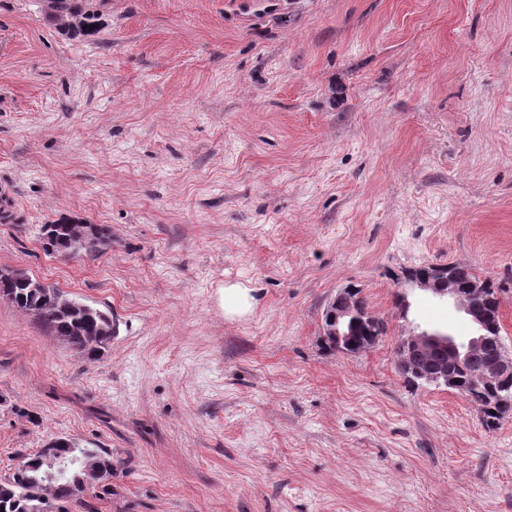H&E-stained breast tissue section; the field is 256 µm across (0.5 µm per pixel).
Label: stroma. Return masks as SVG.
Instances as JSON below:
<instances>
[{
	"instance_id": "stroma-1",
	"label": "stroma",
	"mask_w": 512,
	"mask_h": 512,
	"mask_svg": "<svg viewBox=\"0 0 512 512\" xmlns=\"http://www.w3.org/2000/svg\"><path fill=\"white\" fill-rule=\"evenodd\" d=\"M0 0V271L109 308L78 354L0 298V481L68 437L112 476L63 512H512V416L409 385L469 320L406 270L500 283L512 350V0ZM103 225L102 255L45 224ZM253 290L225 319L216 291ZM360 290L387 332L331 351ZM409 302L401 315L398 294ZM48 2L51 16L61 29L83 35L95 33L97 15L94 11L80 6L82 0H50ZM51 227L52 237H48L47 244L52 253L63 255H73L85 253L89 257H96L103 250L99 247V238H92L86 235L84 224L82 223H58L45 224L41 228V237L44 239L46 227ZM43 231V232H42ZM362 312L349 300L341 303L340 299L328 306L324 316L325 339L336 341L339 347L344 343L348 350L357 354L369 348L376 339H370L367 343H357L353 338V327L356 326Z\"/></svg>"
}]
</instances>
